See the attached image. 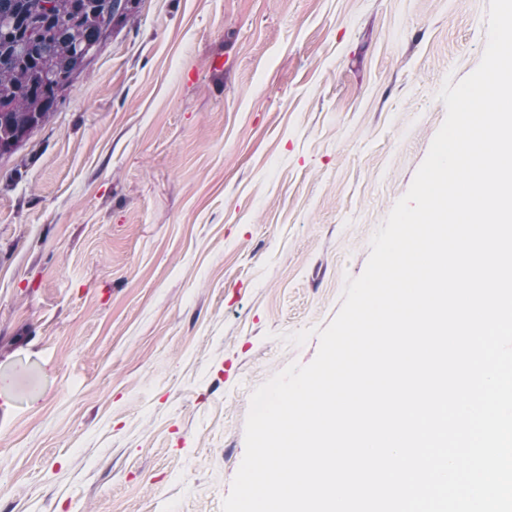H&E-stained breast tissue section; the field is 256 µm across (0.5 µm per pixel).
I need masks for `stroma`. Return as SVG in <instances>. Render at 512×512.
Segmentation results:
<instances>
[{
    "mask_svg": "<svg viewBox=\"0 0 512 512\" xmlns=\"http://www.w3.org/2000/svg\"><path fill=\"white\" fill-rule=\"evenodd\" d=\"M487 9L138 0L0 159V512H221L253 391L315 358Z\"/></svg>",
    "mask_w": 512,
    "mask_h": 512,
    "instance_id": "1",
    "label": "stroma"
}]
</instances>
